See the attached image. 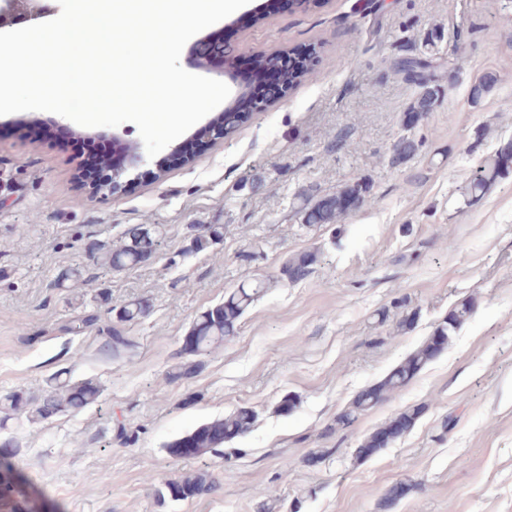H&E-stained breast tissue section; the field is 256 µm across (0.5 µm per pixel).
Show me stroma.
<instances>
[{
  "label": "stroma",
  "instance_id": "1",
  "mask_svg": "<svg viewBox=\"0 0 512 512\" xmlns=\"http://www.w3.org/2000/svg\"><path fill=\"white\" fill-rule=\"evenodd\" d=\"M234 40L250 54L316 48L309 75L255 109L223 143L161 169L128 190L94 193L78 160L52 133L91 129L50 112L0 116V394L39 395L70 371L100 385L98 403L32 424L14 419L0 443L29 494L53 512H512V173L478 201L462 187L487 156L512 142V0H327L280 10ZM495 83L480 100L482 76ZM429 79L439 91L418 124L402 119ZM419 151L392 164L402 135ZM261 174L259 189L246 184ZM362 182L367 205L336 228L308 226L306 199ZM213 248L186 254L200 228ZM156 231L147 261L113 272L90 255L128 229ZM320 250L313 273L284 280L288 257ZM83 266V278L57 287ZM266 289L236 336L173 381L182 339L225 292ZM146 301L128 325L138 347L108 358L95 328L67 333L76 316ZM473 313L448 347L404 388L336 429L337 414L381 380L461 300ZM418 319L397 328L396 301ZM294 411L279 415L284 395ZM248 407L253 429L224 452L178 461L166 443ZM409 407L414 427L389 448L355 455L373 429ZM213 493L158 503L154 490L192 470ZM404 493L393 505L394 485ZM223 237L222 227L210 226L204 234H198L191 238L186 253H199L210 249Z\"/></svg>",
  "mask_w": 512,
  "mask_h": 512
}]
</instances>
